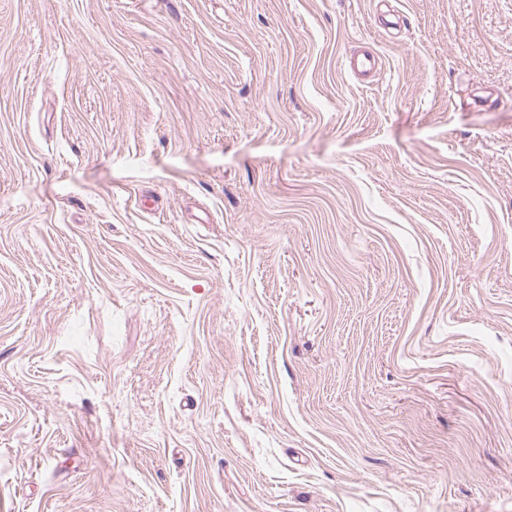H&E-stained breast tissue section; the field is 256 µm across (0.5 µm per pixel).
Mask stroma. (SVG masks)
Instances as JSON below:
<instances>
[{
	"mask_svg": "<svg viewBox=\"0 0 512 512\" xmlns=\"http://www.w3.org/2000/svg\"><path fill=\"white\" fill-rule=\"evenodd\" d=\"M0 512H512V0H0Z\"/></svg>",
	"mask_w": 512,
	"mask_h": 512,
	"instance_id": "stroma-1",
	"label": "stroma"
}]
</instances>
